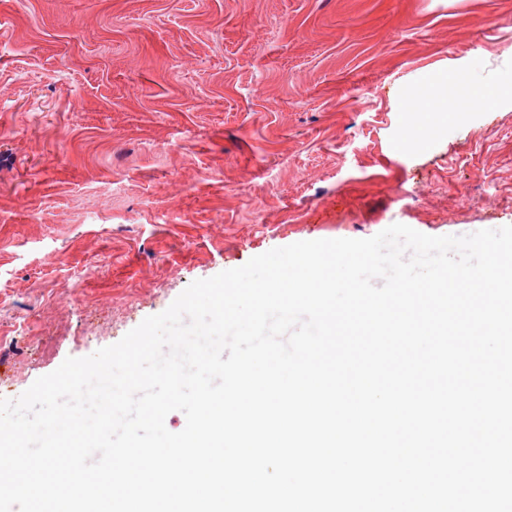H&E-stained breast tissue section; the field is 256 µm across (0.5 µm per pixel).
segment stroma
I'll return each instance as SVG.
<instances>
[{
	"label": "stroma",
	"instance_id": "35a3bbf8",
	"mask_svg": "<svg viewBox=\"0 0 512 512\" xmlns=\"http://www.w3.org/2000/svg\"><path fill=\"white\" fill-rule=\"evenodd\" d=\"M449 76L499 98L409 143ZM395 223L512 225V0H0V398Z\"/></svg>",
	"mask_w": 512,
	"mask_h": 512
}]
</instances>
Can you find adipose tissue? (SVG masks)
Listing matches in <instances>:
<instances>
[{
	"instance_id": "ef3b65f1",
	"label": "adipose tissue",
	"mask_w": 512,
	"mask_h": 512,
	"mask_svg": "<svg viewBox=\"0 0 512 512\" xmlns=\"http://www.w3.org/2000/svg\"><path fill=\"white\" fill-rule=\"evenodd\" d=\"M489 95L478 85L457 88L454 97L439 96L430 99L418 125L411 132L413 142L421 143L437 134L442 127L451 124L465 112L488 104Z\"/></svg>"
}]
</instances>
